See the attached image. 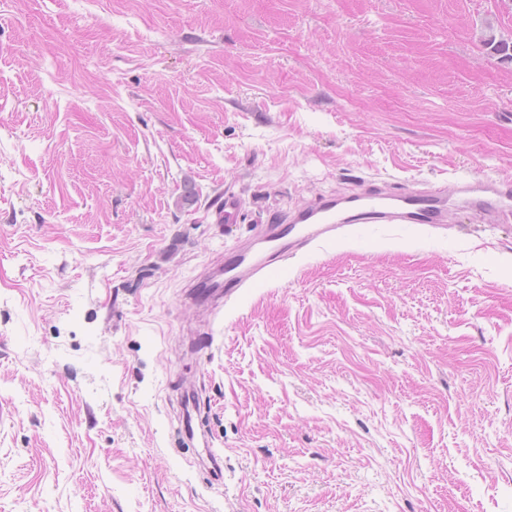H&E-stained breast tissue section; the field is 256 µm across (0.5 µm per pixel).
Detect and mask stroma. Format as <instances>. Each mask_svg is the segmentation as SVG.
<instances>
[{
	"label": "stroma",
	"mask_w": 512,
	"mask_h": 512,
	"mask_svg": "<svg viewBox=\"0 0 512 512\" xmlns=\"http://www.w3.org/2000/svg\"><path fill=\"white\" fill-rule=\"evenodd\" d=\"M489 34L512 0H0V512H512V204L461 191L512 184ZM433 185L444 227L185 300L275 215Z\"/></svg>",
	"instance_id": "35a3bbf8"
}]
</instances>
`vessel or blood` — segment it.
I'll return each mask as SVG.
<instances>
[{
	"instance_id": "1",
	"label": "vessel or blood",
	"mask_w": 512,
	"mask_h": 512,
	"mask_svg": "<svg viewBox=\"0 0 512 512\" xmlns=\"http://www.w3.org/2000/svg\"><path fill=\"white\" fill-rule=\"evenodd\" d=\"M338 205L336 199L317 198L292 215L274 219L261 231L262 237L272 245L270 253L253 261L243 254L231 255L226 262L227 277L198 281L191 289L192 300L204 307L217 299H231L241 288L263 277L288 249H300L313 241L336 237L344 229V222L338 217ZM355 217L381 224H443L448 220L447 194L440 188L367 192L359 198Z\"/></svg>"
}]
</instances>
